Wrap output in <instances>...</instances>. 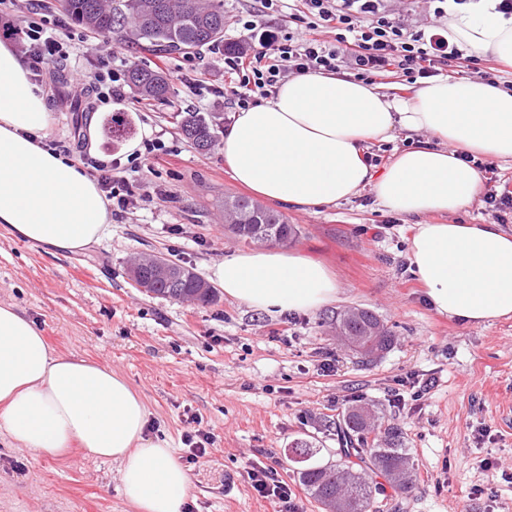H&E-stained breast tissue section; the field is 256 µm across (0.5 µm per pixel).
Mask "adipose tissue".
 Instances as JSON below:
<instances>
[{"mask_svg": "<svg viewBox=\"0 0 512 512\" xmlns=\"http://www.w3.org/2000/svg\"><path fill=\"white\" fill-rule=\"evenodd\" d=\"M448 40L512 67V18L492 0L449 5ZM46 94L12 47L0 43V224L18 238L76 252L111 222L97 184L47 151ZM409 139L381 173L370 142ZM512 162V89L479 77L437 76L403 97L339 74L282 82L265 104L236 113L224 163L254 193L298 208L338 205L372 188L409 218L452 215L476 200L482 175L458 157ZM409 261L438 313L465 323L512 315V233L495 224L416 225ZM227 297L268 314L317 311L337 299L321 263L277 248L238 251L211 273ZM149 412L112 369L54 353L37 324L0 304V433L37 455L79 446L116 462L120 491L137 512H183L190 476L167 443L146 437Z\"/></svg>", "mask_w": 512, "mask_h": 512, "instance_id": "obj_1", "label": "adipose tissue"}]
</instances>
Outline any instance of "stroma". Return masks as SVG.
<instances>
[{
  "label": "stroma",
  "instance_id": "1",
  "mask_svg": "<svg viewBox=\"0 0 512 512\" xmlns=\"http://www.w3.org/2000/svg\"><path fill=\"white\" fill-rule=\"evenodd\" d=\"M89 52L112 50L127 67L159 69L172 92L152 105L134 93L107 105L75 92L73 60L50 65L48 139L93 157L127 158L130 142L160 137L138 176L140 209L113 221L104 236L78 252L39 247L0 224V302L36 322L57 353L84 358L123 375L149 412L146 434L167 441L177 460L187 448L188 417L209 432L207 454L189 465L185 512H274L246 475L249 462L275 468L297 495L301 512H323L288 460L294 440L312 441L318 460L336 463L334 421L354 401L375 405L402 432L414 467L410 492L386 488L376 512H512V317L464 324L437 314L408 262L414 222L381 206L371 189L338 206H265L295 225L288 250L323 263L336 275L334 309L373 311L393 336L380 357L363 362L324 324V311L269 315L218 295L209 305L150 296L128 278L129 259L155 253L202 278L225 256L245 248L224 223V200L246 196L224 164L221 148L198 152L179 130V117L200 112L231 118L223 95L224 54L202 47L189 71L182 55L159 57L102 36ZM79 103L81 113L72 112ZM133 123L129 142L89 138V124L115 112ZM166 189L167 199L153 197ZM336 366L325 369L324 361ZM429 382L410 400V376ZM408 401L393 404L395 392ZM494 466L484 469L481 459ZM117 464L71 448L35 456L0 435V512H135L120 491Z\"/></svg>",
  "mask_w": 512,
  "mask_h": 512
}]
</instances>
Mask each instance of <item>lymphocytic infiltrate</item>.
Segmentation results:
<instances>
[{"label": "lymphocytic infiltrate", "mask_w": 512, "mask_h": 512, "mask_svg": "<svg viewBox=\"0 0 512 512\" xmlns=\"http://www.w3.org/2000/svg\"><path fill=\"white\" fill-rule=\"evenodd\" d=\"M280 2L255 0L249 19L242 23L244 39L224 52V72L234 80L231 94L240 110H249L258 97L275 91L290 74H329L347 65L356 80L367 84L394 68L413 84L437 76L441 64L463 57L462 50L449 43L448 29L441 20L447 17L449 4L464 5L468 0H432L437 22L425 28L396 19L387 0H292L290 9L298 26L291 31L283 30L274 19ZM322 28L334 30V39L320 38ZM0 33L14 41L35 81L50 63L69 54L62 23L40 2L30 6L19 23L1 25ZM88 82L104 104L125 94V70L113 63L108 52L96 54L86 67L76 69L75 87ZM47 147L65 158H79L103 192L113 219H123L139 208L142 198L119 160L76 155L56 140L49 141ZM246 473L259 496L277 501L281 512H298L291 489L273 467L253 463Z\"/></svg>", "instance_id": "obj_1"}]
</instances>
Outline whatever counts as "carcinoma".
Returning a JSON list of instances; mask_svg holds the SVG:
<instances>
[{"label":"carcinoma","mask_w":512,"mask_h":512,"mask_svg":"<svg viewBox=\"0 0 512 512\" xmlns=\"http://www.w3.org/2000/svg\"><path fill=\"white\" fill-rule=\"evenodd\" d=\"M62 12L86 30L130 42L154 54L187 52L203 46L224 43V0H57ZM128 83L142 99L164 100L170 92L168 78L160 71L133 68ZM131 119L123 112L104 121V133L112 136V144H120L131 132ZM181 130L195 149L210 151L220 139L207 117L198 112L182 116ZM235 224L229 230L253 243L264 224L282 226L283 238L296 236V227L284 218L249 199L232 198ZM202 278L194 273L176 282L159 281L157 294L176 301L209 304L216 293L200 288ZM343 340L376 339L380 351L392 344L390 332L369 310L355 308L331 316ZM336 427L343 434L345 447L340 449L348 459L368 464L379 471L388 483L400 490L409 488L410 457L401 447L399 428L385 425L379 412L366 404L346 409ZM292 462L299 465V476L310 495L335 512H371L375 495L384 488L370 481L367 473L350 465H317L313 462L319 449L307 440L295 442Z\"/></svg>","instance_id":"carcinoma-1"}]
</instances>
